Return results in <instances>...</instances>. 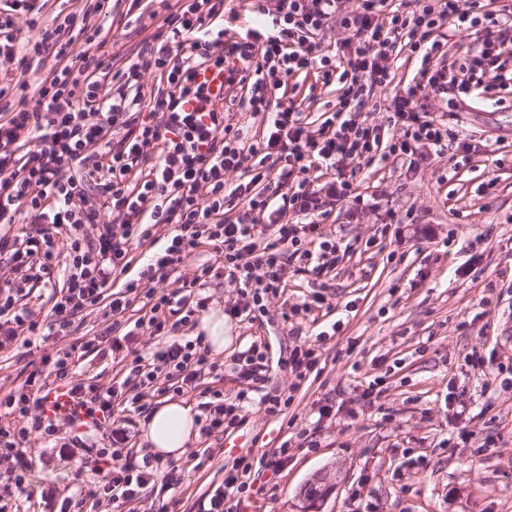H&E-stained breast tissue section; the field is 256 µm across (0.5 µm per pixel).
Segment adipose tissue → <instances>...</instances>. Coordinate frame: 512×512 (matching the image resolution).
I'll use <instances>...</instances> for the list:
<instances>
[{"mask_svg":"<svg viewBox=\"0 0 512 512\" xmlns=\"http://www.w3.org/2000/svg\"><path fill=\"white\" fill-rule=\"evenodd\" d=\"M142 440L157 457L180 456L198 435V424L190 406L168 401L158 406L140 425Z\"/></svg>","mask_w":512,"mask_h":512,"instance_id":"ef3b65f1","label":"adipose tissue"}]
</instances>
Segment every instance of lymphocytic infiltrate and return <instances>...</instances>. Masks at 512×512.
Masks as SVG:
<instances>
[{"instance_id": "lymphocytic-infiltrate-1", "label": "lymphocytic infiltrate", "mask_w": 512, "mask_h": 512, "mask_svg": "<svg viewBox=\"0 0 512 512\" xmlns=\"http://www.w3.org/2000/svg\"><path fill=\"white\" fill-rule=\"evenodd\" d=\"M155 31L142 48L113 68L103 49L104 28L95 21L101 0L81 12L60 4L43 21L37 0H0V224L23 220L16 234H0V350L30 344L35 336H60L71 320L105 305V318L142 305L135 328L169 335V309L190 306L199 278L177 292L157 284L177 274L201 247L213 245L214 263L200 276L228 273L238 279L234 311L264 309L282 287L290 250L318 244L321 258L335 254L323 227L329 201L357 214L376 206L359 192L361 165L407 160L416 170L426 156L447 152L452 132L431 112L429 92L495 89L508 71L512 9L487 10L483 0H276L267 18L224 31V0H155ZM348 37L316 42L329 21ZM474 37L459 60L446 59V37ZM85 48L72 53L76 40ZM416 54L412 79L386 107V125L364 119L378 111L375 88L390 84L402 52ZM224 74L226 94L214 105L203 75ZM47 70L38 84L28 73ZM159 83L144 82L146 72ZM317 73L338 82L334 111L320 124L288 99L290 79ZM112 77L104 91L103 77ZM261 113V132L245 133L239 113ZM240 174V182L229 174ZM245 210L225 219V209ZM160 228L164 246L129 276L131 242ZM61 269L62 284L43 322L15 303L27 285ZM208 354L192 343L171 341L153 357H136L132 371L142 388L156 389L161 373L194 389ZM44 372L0 397L13 418L0 426V462H17L24 440L37 431L51 437L59 416L44 403L64 389L89 418L110 421L114 404L139 408L141 392L126 396L112 384L83 379L71 354L45 357ZM252 466L233 462L212 493L208 512H225L249 489ZM155 477L150 460L126 457L95 480L90 497H104L122 512H136L141 491Z\"/></svg>"}]
</instances>
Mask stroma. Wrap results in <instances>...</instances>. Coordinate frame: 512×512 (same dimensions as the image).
Masks as SVG:
<instances>
[{"instance_id": "obj_1", "label": "stroma", "mask_w": 512, "mask_h": 512, "mask_svg": "<svg viewBox=\"0 0 512 512\" xmlns=\"http://www.w3.org/2000/svg\"><path fill=\"white\" fill-rule=\"evenodd\" d=\"M131 0H106L114 66L145 38L127 10ZM288 95L319 119L337 84L316 75L294 77ZM502 104L475 97L448 119L456 137L481 141L463 159L456 149L410 171L403 160L362 167L359 192L378 206L357 216L335 203L324 223L338 248L336 262L289 258L285 288L263 312L230 316L241 285L228 275L204 278L195 300L224 312L227 342L209 354L195 390L148 394L139 411L114 407L100 426H62L55 441L27 438L23 462L31 481L17 489L0 466V499L17 512H119L87 494L100 449L122 463L146 456L140 423L161 399H180L198 417L213 390L238 403L236 429L198 434L176 458L153 463L145 512H207L224 467L288 445L279 473L258 494L261 512H302V488L322 473L333 485L319 512H512V85ZM456 174H449V167ZM309 312H301L303 304ZM101 312L75 318L72 333L0 351V396L22 384L41 358L65 351L85 376L123 380L135 356L153 357L165 337L128 335L115 327L99 350L82 351ZM301 335H293V327ZM315 345L316 369L296 382L285 361L300 344ZM490 359V373L472 369L471 355ZM256 369L253 381L242 367ZM382 391L367 396L373 381ZM244 402H236L239 391ZM288 400L270 415L264 397ZM468 415L456 420L452 405ZM181 477L167 484L170 471Z\"/></svg>"}]
</instances>
